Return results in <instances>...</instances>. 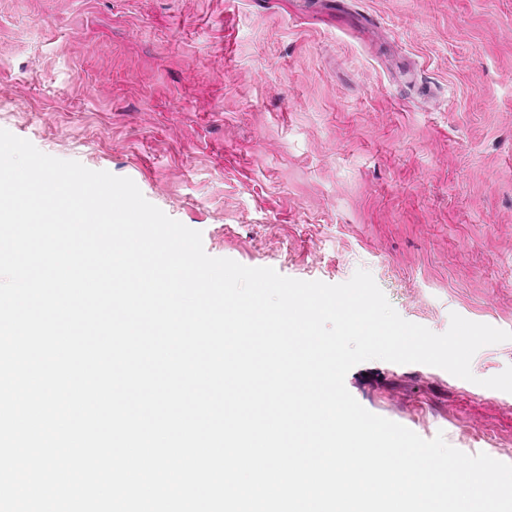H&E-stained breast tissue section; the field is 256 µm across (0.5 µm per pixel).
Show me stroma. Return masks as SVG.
<instances>
[{"mask_svg": "<svg viewBox=\"0 0 512 512\" xmlns=\"http://www.w3.org/2000/svg\"><path fill=\"white\" fill-rule=\"evenodd\" d=\"M0 128L131 178L205 252L512 331V0H0ZM371 360L369 412L512 464V393Z\"/></svg>", "mask_w": 512, "mask_h": 512, "instance_id": "obj_1", "label": "stroma"}]
</instances>
